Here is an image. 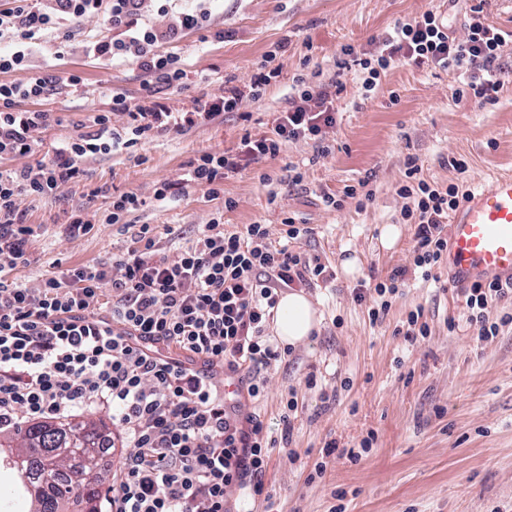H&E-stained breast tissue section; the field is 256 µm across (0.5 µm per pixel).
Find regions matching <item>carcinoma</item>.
<instances>
[{"mask_svg": "<svg viewBox=\"0 0 512 512\" xmlns=\"http://www.w3.org/2000/svg\"><path fill=\"white\" fill-rule=\"evenodd\" d=\"M21 452L36 455L22 472L10 457L0 456V471L15 472L16 494L27 499L28 486L40 483L48 492L28 503L27 512H97L104 477L96 458L100 429L89 420L63 426L33 424L16 432Z\"/></svg>", "mask_w": 512, "mask_h": 512, "instance_id": "obj_1", "label": "carcinoma"}]
</instances>
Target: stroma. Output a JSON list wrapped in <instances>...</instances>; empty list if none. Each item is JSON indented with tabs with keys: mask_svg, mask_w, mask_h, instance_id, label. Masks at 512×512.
<instances>
[{
	"mask_svg": "<svg viewBox=\"0 0 512 512\" xmlns=\"http://www.w3.org/2000/svg\"><path fill=\"white\" fill-rule=\"evenodd\" d=\"M478 3L205 0L204 26L162 47L180 57L188 74L172 88L133 61L87 55L90 25L73 19L44 36L22 68L0 72V82L35 74L51 79L49 94L37 103L56 118L40 136L42 156L91 125L113 98L134 105L152 97L187 112L225 88L242 86L262 64L280 69L264 95L239 111L99 155L61 197L26 200L35 234L29 264L13 275L30 287L54 272L126 252L143 224L155 227L160 248L191 245L215 204L205 188L177 187L189 164L205 152L235 150L244 134L271 131L296 77L342 82L338 121L324 142L290 143L277 158L224 180V196L234 203L224 213L225 230L259 222L276 241L282 219L295 217L312 230L297 249L319 257L332 274L306 291L322 317L318 332L271 367L267 393L251 407L270 438L280 439L282 415L292 425L286 450L273 453L264 477L272 502H257V512H512V324L478 342L462 291L449 285L443 265L433 280L409 279L381 322L371 323L366 307L352 299L358 284L379 282L407 263L414 227L402 219L396 186L408 158L417 159L425 179L441 185L462 181L473 188L512 172V83L495 102L460 101L453 95L456 73L397 63L368 93L343 68L341 49L374 51L375 39L397 20L429 10L447 15L451 30L462 32L466 12ZM325 144L330 152L324 156ZM455 159L466 161L465 173L452 167ZM297 172L302 182H294ZM164 180L174 182L172 193L153 199L154 184ZM359 183L372 193L364 209L351 201L338 211L327 206L326 196ZM127 191L146 197V205L126 224L107 223L111 195ZM79 208L95 213L96 224L89 234L72 237L67 225ZM389 224L400 235L388 249L380 230ZM353 257L359 265L351 276L342 262ZM419 306L429 336L414 342L397 336ZM311 375L313 390L306 387ZM292 391L298 410L289 414L284 402ZM366 438L372 444L358 462L333 459L316 475L327 441L356 449Z\"/></svg>",
	"mask_w": 512,
	"mask_h": 512,
	"instance_id": "obj_1",
	"label": "stroma"
}]
</instances>
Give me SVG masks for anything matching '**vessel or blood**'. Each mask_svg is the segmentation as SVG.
<instances>
[{
	"label": "vessel or blood",
	"instance_id": "b4317fda",
	"mask_svg": "<svg viewBox=\"0 0 512 512\" xmlns=\"http://www.w3.org/2000/svg\"><path fill=\"white\" fill-rule=\"evenodd\" d=\"M449 284L512 282V173L473 188L448 220Z\"/></svg>",
	"mask_w": 512,
	"mask_h": 512
}]
</instances>
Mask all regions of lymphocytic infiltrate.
<instances>
[{"label": "lymphocytic infiltrate", "instance_id": "obj_1", "mask_svg": "<svg viewBox=\"0 0 512 512\" xmlns=\"http://www.w3.org/2000/svg\"><path fill=\"white\" fill-rule=\"evenodd\" d=\"M0 10V35L13 46L0 51V71L22 66L44 33L67 18L93 21L84 47L90 55L107 54L136 61L168 86L187 76L178 57L159 53L158 44L174 41L199 27L202 9L178 13L174 23L140 21L143 0H12ZM506 40L488 23L483 6L471 9L463 35L450 32L434 11L397 21L378 50L366 55L353 46L342 50L365 91L398 62L419 68L452 69L463 82L456 99L496 101L512 67L503 61ZM279 69H259L247 91L225 92L191 112H174L161 101L121 104L96 113L90 130L77 133L53 154L30 163L38 133L49 128L50 112L18 109L22 100H41L50 81L32 76L21 83H0V160H17L0 170V257L10 267L24 263L34 234L22 208L29 198L61 196L82 163L111 153L122 142L136 144L161 132L185 128L238 111L244 99H260ZM287 109L270 132L245 135L237 152H207L183 174L182 181L205 188L216 200L228 173L273 159L298 140H324L336 126V94L325 85L296 79ZM124 117L114 126L113 114ZM405 204L401 215L415 232L407 265L395 268L374 288H353L355 302L367 304L371 321L388 314L390 296L404 286L408 273L430 278L448 246L450 212L465 194L462 185L428 182L416 160H408L396 188ZM225 201L195 242L169 257L156 248L151 225H140L136 246L97 268L73 267L33 287L0 273V432L17 431L32 421H61L80 409L106 406L129 447L112 472L108 512H234L232 490L252 499L265 492L263 478L275 440L263 423L244 412L242 402L259 400L268 370L281 360L266 332L285 288H305L328 280L319 258L288 248L308 235L294 218H284L285 244L270 240L267 225L224 229ZM111 284L112 298L101 301ZM376 301H368V292ZM470 324L479 341L497 336L512 323V313L498 311L512 301V284L475 283L464 290ZM223 368L224 380L214 377ZM234 391H226V384Z\"/></svg>", "mask_w": 512, "mask_h": 512}]
</instances>
